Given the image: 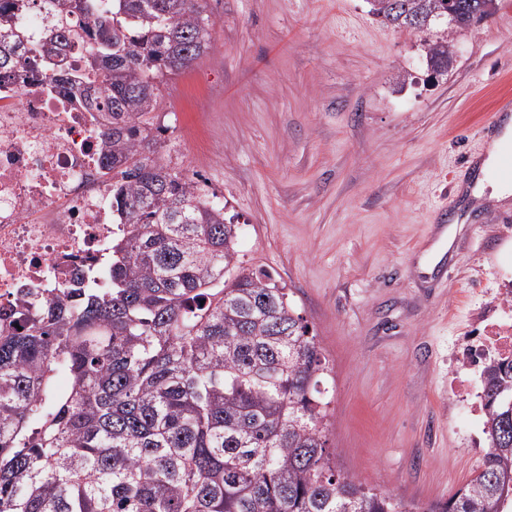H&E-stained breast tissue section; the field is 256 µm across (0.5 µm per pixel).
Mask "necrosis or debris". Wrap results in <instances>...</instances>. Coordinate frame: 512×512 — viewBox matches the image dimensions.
<instances>
[{
  "label": "necrosis or debris",
  "instance_id": "1",
  "mask_svg": "<svg viewBox=\"0 0 512 512\" xmlns=\"http://www.w3.org/2000/svg\"><path fill=\"white\" fill-rule=\"evenodd\" d=\"M107 113L49 71L0 80V305L21 289L51 298L112 244V183L102 173ZM512 359V290L493 292L456 356L464 388L488 358Z\"/></svg>",
  "mask_w": 512,
  "mask_h": 512
}]
</instances>
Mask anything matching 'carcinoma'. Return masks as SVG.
<instances>
[{"instance_id": "obj_1", "label": "carcinoma", "mask_w": 512, "mask_h": 512, "mask_svg": "<svg viewBox=\"0 0 512 512\" xmlns=\"http://www.w3.org/2000/svg\"><path fill=\"white\" fill-rule=\"evenodd\" d=\"M366 0L409 34L448 36L486 2ZM52 15L34 69L83 47L112 114V249L49 300L0 309V512H508L512 361L482 378L488 449L471 481L423 511L336 470L326 440V362L271 273L240 260L238 225L162 161L160 85L212 48L200 0H12L0 8V77L16 19ZM68 377L60 388L56 378Z\"/></svg>"}]
</instances>
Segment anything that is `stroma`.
Instances as JSON below:
<instances>
[{"mask_svg":"<svg viewBox=\"0 0 512 512\" xmlns=\"http://www.w3.org/2000/svg\"><path fill=\"white\" fill-rule=\"evenodd\" d=\"M203 5L211 51L160 87L163 158L224 204L241 260L285 284L317 335L337 470L425 512L487 450L448 388L449 357L512 281V207L450 188L512 98V0L449 36L444 71L365 0Z\"/></svg>","mask_w":512,"mask_h":512,"instance_id":"stroma-1","label":"stroma"}]
</instances>
